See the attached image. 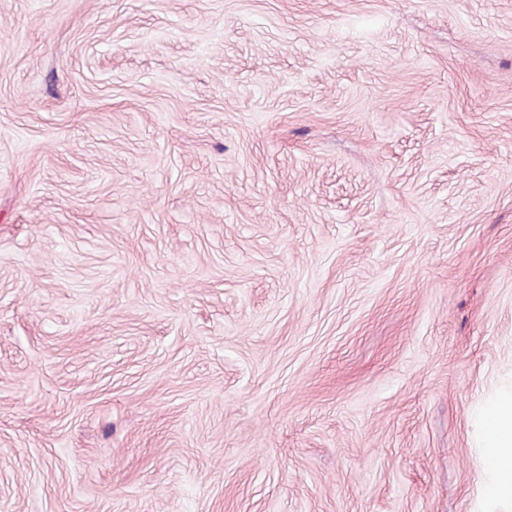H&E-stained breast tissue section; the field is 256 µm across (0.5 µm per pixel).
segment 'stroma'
I'll list each match as a JSON object with an SVG mask.
<instances>
[{"label":"stroma","instance_id":"35a3bbf8","mask_svg":"<svg viewBox=\"0 0 512 512\" xmlns=\"http://www.w3.org/2000/svg\"><path fill=\"white\" fill-rule=\"evenodd\" d=\"M512 369V0H0V512H472Z\"/></svg>","mask_w":512,"mask_h":512}]
</instances>
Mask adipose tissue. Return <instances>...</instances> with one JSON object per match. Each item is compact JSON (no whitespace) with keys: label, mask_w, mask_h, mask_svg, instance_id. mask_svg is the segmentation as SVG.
<instances>
[{"label":"adipose tissue","mask_w":512,"mask_h":512,"mask_svg":"<svg viewBox=\"0 0 512 512\" xmlns=\"http://www.w3.org/2000/svg\"><path fill=\"white\" fill-rule=\"evenodd\" d=\"M477 474L484 512H512V380L502 383L476 416Z\"/></svg>","instance_id":"obj_1"}]
</instances>
